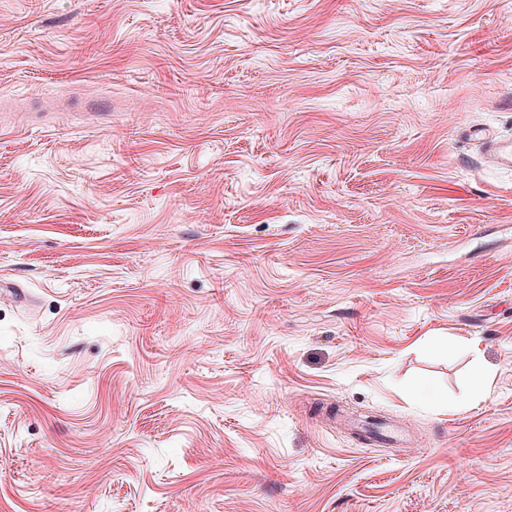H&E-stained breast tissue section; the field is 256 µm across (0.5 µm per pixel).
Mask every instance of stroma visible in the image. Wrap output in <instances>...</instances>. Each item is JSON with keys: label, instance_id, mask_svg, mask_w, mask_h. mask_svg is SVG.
I'll return each mask as SVG.
<instances>
[{"label": "stroma", "instance_id": "obj_1", "mask_svg": "<svg viewBox=\"0 0 512 512\" xmlns=\"http://www.w3.org/2000/svg\"><path fill=\"white\" fill-rule=\"evenodd\" d=\"M476 126L512 0H0V512H512Z\"/></svg>", "mask_w": 512, "mask_h": 512}]
</instances>
